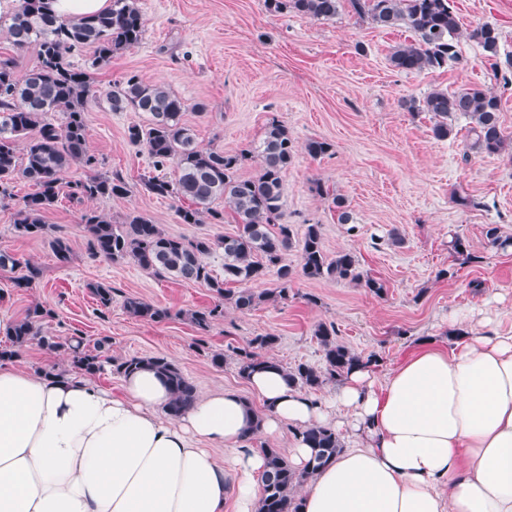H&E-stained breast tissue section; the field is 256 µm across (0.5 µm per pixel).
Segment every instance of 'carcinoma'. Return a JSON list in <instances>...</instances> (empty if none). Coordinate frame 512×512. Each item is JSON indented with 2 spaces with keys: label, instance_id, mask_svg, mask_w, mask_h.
Here are the masks:
<instances>
[{
  "label": "carcinoma",
  "instance_id": "cac0c4a2",
  "mask_svg": "<svg viewBox=\"0 0 512 512\" xmlns=\"http://www.w3.org/2000/svg\"><path fill=\"white\" fill-rule=\"evenodd\" d=\"M264 5L272 14L295 13L317 20L333 19L347 6L378 27L405 25L416 34V39L391 49L390 66L399 72L441 70L463 62L456 42L460 19L450 0H264ZM8 34L16 48L34 44L38 51L35 65L23 76L17 74L14 58L0 56V201L13 198V184L19 180L36 187L34 193L22 199L15 231L22 237L49 240L55 258L65 264L71 254L69 242L57 234L54 225L45 223L44 214L63 197L94 200L128 194L124 178L118 173L108 175L97 171L98 160L88 152L84 109L90 74L74 67L69 56L90 48L93 50L90 66L106 63L116 52L141 43L144 21L132 0H112L109 11L76 20H60L51 14L49 0H19ZM468 37L488 56H498L500 34L494 26L478 25L468 32ZM107 100L115 112L142 113L145 121L127 128L128 140L146 148L155 168L173 165L177 169L173 180L159 175L145 179L143 185L148 193L181 202L177 214L183 224L224 223V212L215 207L220 201L228 207L239 230L231 236L189 240L165 233L160 225L135 210L128 212L119 224L88 210L81 221L93 256L114 262L131 260L158 277L170 275L201 283L242 313L272 298L288 300L293 273L282 263V256L295 245L300 251L303 276L359 283L376 296L385 293L384 281L364 274L354 254L325 253L321 225L305 224L298 230L284 221L283 177L288 167L299 151L316 158L331 152V143L310 139L299 146L273 115L268 118L264 137L256 146L236 153L204 149L191 129L182 123V113L190 108L202 112L205 105L190 106L164 84L148 83L135 73L113 83ZM405 105L412 112L431 114L432 133L437 139L453 135L455 118H469L466 144L469 153L493 155L504 148L505 136L499 117L501 98L492 92L477 87L451 93L434 90L421 98L410 99ZM57 112L61 114L59 122L53 118ZM250 154L260 157V169L255 176L243 178L238 169ZM76 163L84 164L90 174L79 180H63V174ZM316 191L332 200L338 223L356 230L342 195L321 183L316 184ZM272 225L277 227L274 232L270 231ZM448 247L465 263L479 262V257L468 250L459 235L452 237ZM217 249L224 251L222 278L213 275L204 262V256ZM273 269L277 287L263 291L252 288ZM86 288L99 306L107 308L112 304L111 287L89 283ZM124 306L129 314L153 322L171 317L168 309L136 296L126 298ZM49 316V310L35 306L9 323L5 329L6 341L0 343V362L19 356L29 343L36 341L49 352L67 348L72 367L92 376L107 364L121 376L143 363L153 366L170 385L172 398L168 413L173 418L179 417L193 400L195 386L167 358L115 359L104 354L105 342L88 349L80 336H72L63 343L55 336L41 334L38 325ZM183 316L204 333L224 316V308L218 303L186 311ZM314 336L323 349L325 365L321 369L301 363L285 370L288 382L297 389L316 391L327 380L344 376L359 363L378 362L374 355L364 360L336 342V329L331 324H318ZM277 341V336L267 333L254 337L244 348H231L239 375L246 379L255 370L274 362L262 352ZM296 435L312 448L309 466L313 472L342 450L336 431L328 427H308L296 431ZM263 451L268 470L258 512H301L298 489L305 484L308 474L296 471L281 449L266 446Z\"/></svg>",
  "mask_w": 512,
  "mask_h": 512
}]
</instances>
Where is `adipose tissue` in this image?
<instances>
[{
    "label": "adipose tissue",
    "mask_w": 512,
    "mask_h": 512,
    "mask_svg": "<svg viewBox=\"0 0 512 512\" xmlns=\"http://www.w3.org/2000/svg\"><path fill=\"white\" fill-rule=\"evenodd\" d=\"M248 384L263 413L219 389L173 418L148 367L115 395L0 362V512H257L266 458L248 442L286 425L347 441L305 483L301 512H512V333L422 341L383 376L349 372L325 402L279 367Z\"/></svg>",
    "instance_id": "obj_1"
}]
</instances>
